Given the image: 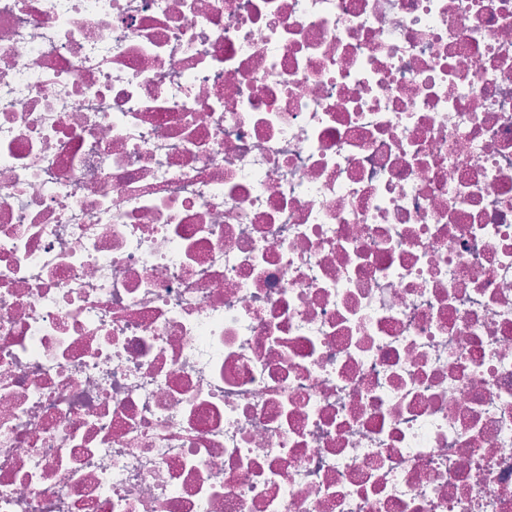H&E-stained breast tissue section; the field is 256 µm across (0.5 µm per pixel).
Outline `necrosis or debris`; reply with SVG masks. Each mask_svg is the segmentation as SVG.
I'll use <instances>...</instances> for the list:
<instances>
[{"label": "necrosis or debris", "instance_id": "obj_1", "mask_svg": "<svg viewBox=\"0 0 512 512\" xmlns=\"http://www.w3.org/2000/svg\"><path fill=\"white\" fill-rule=\"evenodd\" d=\"M0 512H512V0H0Z\"/></svg>", "mask_w": 512, "mask_h": 512}]
</instances>
